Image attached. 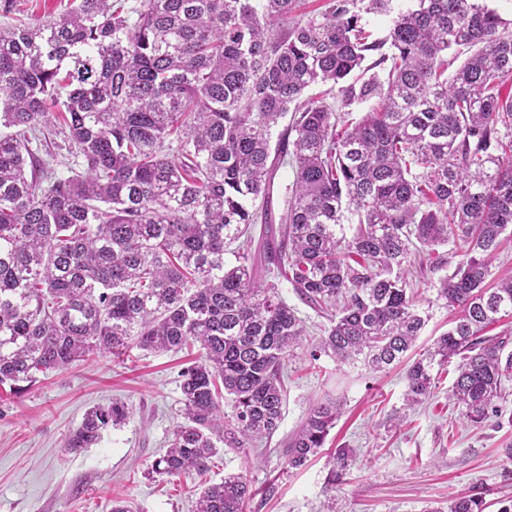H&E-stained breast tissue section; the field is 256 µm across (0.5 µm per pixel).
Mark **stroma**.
<instances>
[{"mask_svg": "<svg viewBox=\"0 0 512 512\" xmlns=\"http://www.w3.org/2000/svg\"><path fill=\"white\" fill-rule=\"evenodd\" d=\"M411 264L409 282L428 316L418 354L450 325L437 293L455 261L446 245L412 256ZM278 287L305 322L306 348L317 343L328 320L301 304L287 281ZM306 348L285 361L286 400L274 436L244 452L218 449L200 476L144 474L183 420L180 371L190 352L106 353L40 376L22 394L0 389V512H112L117 503L128 512H193L200 484L239 474L255 489L245 512H448L452 496L474 492L483 493L486 512H499L512 500V378L503 383L498 414L473 427L448 397L455 365L444 367L429 399L410 408L404 367H340L325 355L313 362ZM331 398L343 413L324 448L305 466L289 467L286 442L313 404ZM114 402L131 409L125 424L108 427L93 447H68L91 407ZM339 448L353 461L345 483L334 485L330 460Z\"/></svg>", "mask_w": 512, "mask_h": 512, "instance_id": "obj_1", "label": "stroma"}]
</instances>
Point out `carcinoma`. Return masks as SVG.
Segmentation results:
<instances>
[{
  "mask_svg": "<svg viewBox=\"0 0 512 512\" xmlns=\"http://www.w3.org/2000/svg\"><path fill=\"white\" fill-rule=\"evenodd\" d=\"M297 0H142L136 20L109 0H79L48 23L0 25V386L104 353L195 344L180 372L185 422L147 472L186 477L218 448L246 449L278 430L283 362L305 325L278 286L261 280L243 243L252 203L276 168L295 170L265 262L331 325L309 356L382 371L401 362L428 316L408 288L410 257L450 242L454 271L438 289L455 313L448 332L409 365L418 405L440 369L461 362L451 398L484 423L512 376V279L487 284L512 238V24L478 0H416L393 15L390 52L369 40L363 14L392 0H330L294 21ZM467 57L450 70L460 54ZM341 107L372 100L357 121ZM75 150L58 175L45 116ZM293 112L271 149L273 130ZM177 144L180 158L166 150ZM231 401L224 415L221 395ZM341 414L316 403L283 453L292 468L324 447ZM128 407L88 411L67 441L98 443ZM352 465L332 456L330 480ZM250 482L228 476L201 491L195 512H244ZM448 512H484L482 494Z\"/></svg>",
  "mask_w": 512,
  "mask_h": 512,
  "instance_id": "1",
  "label": "carcinoma"
}]
</instances>
